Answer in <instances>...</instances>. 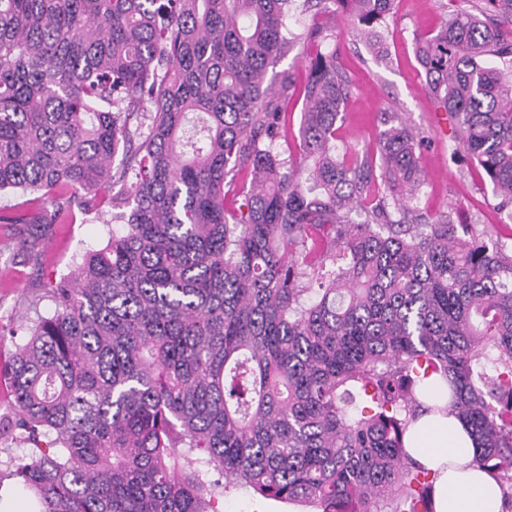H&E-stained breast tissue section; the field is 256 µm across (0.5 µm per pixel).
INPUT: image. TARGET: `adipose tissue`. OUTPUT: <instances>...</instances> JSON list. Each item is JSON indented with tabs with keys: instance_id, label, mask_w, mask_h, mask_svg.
I'll return each mask as SVG.
<instances>
[{
	"instance_id": "obj_1",
	"label": "adipose tissue",
	"mask_w": 512,
	"mask_h": 512,
	"mask_svg": "<svg viewBox=\"0 0 512 512\" xmlns=\"http://www.w3.org/2000/svg\"><path fill=\"white\" fill-rule=\"evenodd\" d=\"M406 447L437 474L434 512H503L500 486L475 464V442L457 418L423 415L410 426Z\"/></svg>"
}]
</instances>
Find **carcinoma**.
Returning a JSON list of instances; mask_svg holds the SVG:
<instances>
[{
    "label": "carcinoma",
    "mask_w": 512,
    "mask_h": 512,
    "mask_svg": "<svg viewBox=\"0 0 512 512\" xmlns=\"http://www.w3.org/2000/svg\"><path fill=\"white\" fill-rule=\"evenodd\" d=\"M471 2L419 58L512 219V74L493 65L512 62V0ZM391 5L0 0V191L45 201L0 223L105 204L124 224L44 285L54 311L32 304L15 345L0 481L29 512H220L231 486L316 512H433L435 474L405 444L429 396L470 428L512 512V255L449 213L409 217L408 127L336 154L350 84L335 52L267 81L329 38L292 33L290 12L346 13L378 49ZM294 98L299 152L283 158ZM303 48H297L282 57L273 67L269 68L267 80L276 82L283 72L299 71L306 66V54L298 55Z\"/></svg>",
    "instance_id": "obj_1"
}]
</instances>
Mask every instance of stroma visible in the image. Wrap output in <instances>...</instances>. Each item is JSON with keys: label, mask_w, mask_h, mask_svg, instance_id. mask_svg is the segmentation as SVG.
Listing matches in <instances>:
<instances>
[{"label": "stroma", "mask_w": 512, "mask_h": 512, "mask_svg": "<svg viewBox=\"0 0 512 512\" xmlns=\"http://www.w3.org/2000/svg\"><path fill=\"white\" fill-rule=\"evenodd\" d=\"M448 0H394L383 35L388 59L377 58L355 37L347 16L330 18L336 30V62L350 82L341 120L337 124L339 149L372 151L385 122L402 123L419 139L423 186L412 207L430 221L452 213L455 223L488 234L512 253V220L500 213L484 173L453 152L452 126L429 93L417 61L418 35L437 30L448 19ZM122 224L109 209L54 224L41 238L29 237L24 224H0V327L18 324L31 300L42 313L53 310L42 289L48 279L68 276L80 256L101 248L109 237L121 234ZM221 512H312L310 504L261 500L242 487L228 488Z\"/></svg>", "instance_id": "1"}]
</instances>
